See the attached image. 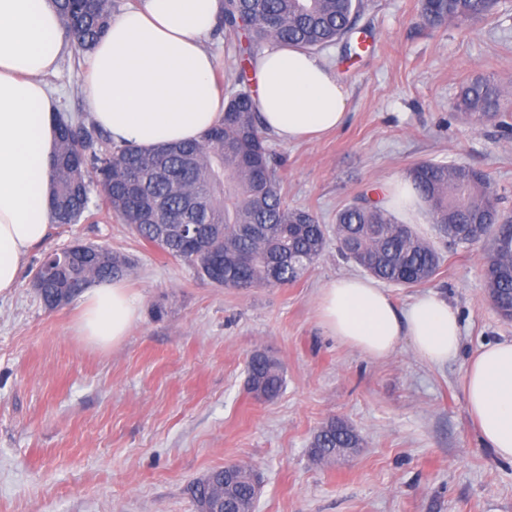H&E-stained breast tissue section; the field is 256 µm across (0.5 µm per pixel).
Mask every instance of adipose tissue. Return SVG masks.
I'll return each mask as SVG.
<instances>
[{
    "instance_id": "adipose-tissue-1",
    "label": "adipose tissue",
    "mask_w": 512,
    "mask_h": 512,
    "mask_svg": "<svg viewBox=\"0 0 512 512\" xmlns=\"http://www.w3.org/2000/svg\"><path fill=\"white\" fill-rule=\"evenodd\" d=\"M224 0H137L117 16L89 55L82 92L92 119L119 144L142 149L197 140L224 116L216 58L205 42ZM65 49L53 0H0V294L18 284L28 251L52 221V158L57 98L44 82ZM264 127L291 143L340 127L350 91L318 54L291 46L253 62ZM79 334L89 345L119 343L139 316V302L119 280L79 298ZM325 332L373 358L409 343L425 361L447 364L461 343L456 311L439 293L403 309L368 277L345 275L321 288ZM466 407L482 442L512 461V339L481 346L465 370Z\"/></svg>"
}]
</instances>
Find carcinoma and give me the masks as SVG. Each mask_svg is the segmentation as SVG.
Segmentation results:
<instances>
[{"label": "carcinoma", "instance_id": "carcinoma-1", "mask_svg": "<svg viewBox=\"0 0 512 512\" xmlns=\"http://www.w3.org/2000/svg\"><path fill=\"white\" fill-rule=\"evenodd\" d=\"M65 35L83 55L91 52L112 21V0H55ZM498 0H419L430 27L466 26L494 11ZM362 0H225L221 25L242 34V66L237 89L224 104V118L198 141L142 150L117 145L112 135L83 116L58 115L54 156L52 225L62 228L90 221L106 211L138 238L166 256L191 265L197 275L224 288L270 287L273 267L278 282L298 281L323 254L326 237L310 208L288 204L281 191L277 163L268 146L247 78L249 64L270 43L308 51L341 41L353 28ZM458 106L476 125L495 121L512 129V99L494 81L482 77L462 88ZM409 178L425 205L436 234L451 247L485 249L483 271L499 315L512 320V211L500 207L489 176L467 165L420 161ZM97 191L100 202L91 204ZM196 225L200 246L186 243L163 226ZM336 246L348 261L370 276L403 287L432 281L442 254L411 224L365 197L336 213ZM132 268L125 256L105 248L83 261L78 253L46 254L32 282L46 306L77 296L86 287L124 278ZM284 380L277 363L263 352L247 364L248 391L260 400L279 396ZM362 445L360 434L344 421L330 419L314 433L309 455L332 460ZM244 512L254 494L250 475L224 479V472L192 489L196 503L214 494Z\"/></svg>", "mask_w": 512, "mask_h": 512}]
</instances>
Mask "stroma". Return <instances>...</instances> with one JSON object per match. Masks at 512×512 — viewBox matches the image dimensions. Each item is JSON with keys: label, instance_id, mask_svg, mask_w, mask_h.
<instances>
[{"label": "stroma", "instance_id": "stroma-1", "mask_svg": "<svg viewBox=\"0 0 512 512\" xmlns=\"http://www.w3.org/2000/svg\"><path fill=\"white\" fill-rule=\"evenodd\" d=\"M353 40L321 51L350 90L344 124L319 139L270 138L290 205L313 209L326 248L295 284L236 290L142 243L107 212L50 229L0 295V512H199L191 486L227 461L260 472L254 512H512V462L481 441L463 391L480 345L512 338L490 304L480 250L444 251L428 290L456 310V358L435 366L402 345L373 360L328 336L315 309L326 283L360 269L336 250L335 215L378 198L424 160L489 174L512 208V130L474 127L457 108L483 75L512 92V0L466 27L432 29L418 0H363ZM84 61L65 53L47 82L63 111L90 115ZM82 242L125 255L141 316L117 346L77 334V302L48 308L32 286L43 256ZM285 385L259 402L246 388L253 351ZM353 426L362 448L318 465L325 421Z\"/></svg>", "mask_w": 512, "mask_h": 512}]
</instances>
